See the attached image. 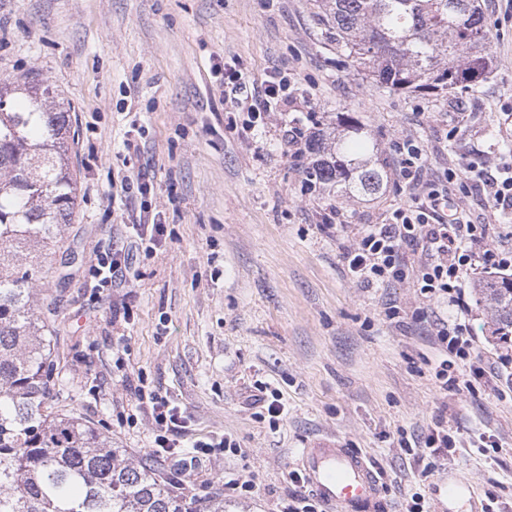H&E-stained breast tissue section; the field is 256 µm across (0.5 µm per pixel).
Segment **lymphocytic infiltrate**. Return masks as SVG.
<instances>
[{
    "instance_id": "f902f5d3",
    "label": "lymphocytic infiltrate",
    "mask_w": 512,
    "mask_h": 512,
    "mask_svg": "<svg viewBox=\"0 0 512 512\" xmlns=\"http://www.w3.org/2000/svg\"><path fill=\"white\" fill-rule=\"evenodd\" d=\"M286 74L273 72L261 86H250L236 70L224 74V98L237 111L247 113L248 129L255 121L282 103V92L288 86ZM398 175L414 197L413 205L394 209L381 224H362L350 228L341 211L333 218L341 232L353 235L344 246L341 260L350 276L369 286H387L411 282L422 302L446 305L458 313L457 319H436L434 345L440 359L434 377L440 390L456 394L471 389L473 380L496 377L512 366V354L501 353L483 358L475 352V338L460 314L471 312L472 300L464 285L473 271L500 275L512 270V248L496 244L486 224L467 220L463 213L450 210L448 194L455 185L480 192L490 209H512V164L499 165L496 172L466 167L464 174L446 170L443 178L426 176V151L412 139L396 143ZM467 364L470 376L462 380L449 375L450 360ZM140 407L152 416L157 431L152 453L158 459H173L182 466L184 476L206 455L236 452L238 444L231 435L195 441L191 451L181 448L184 421L166 396L153 390L138 389ZM459 438L444 422H437L427 434L414 438L413 445L428 450L431 460L424 474H431L438 461L448 460L456 451Z\"/></svg>"
}]
</instances>
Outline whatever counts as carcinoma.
<instances>
[{
  "label": "carcinoma",
  "instance_id": "obj_1",
  "mask_svg": "<svg viewBox=\"0 0 512 512\" xmlns=\"http://www.w3.org/2000/svg\"><path fill=\"white\" fill-rule=\"evenodd\" d=\"M336 52L394 92L455 89L492 66L479 0H315ZM0 512H192L145 463L74 417L48 413L50 348L37 313L36 277L71 223L69 112L28 76L0 81ZM326 147L310 139L306 174L338 193L387 185L364 128L347 118ZM501 338L512 336V277L476 284Z\"/></svg>",
  "mask_w": 512,
  "mask_h": 512
}]
</instances>
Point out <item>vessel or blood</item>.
I'll use <instances>...</instances> for the list:
<instances>
[{
	"mask_svg": "<svg viewBox=\"0 0 512 512\" xmlns=\"http://www.w3.org/2000/svg\"><path fill=\"white\" fill-rule=\"evenodd\" d=\"M299 465L309 493L330 512H377L384 486L362 453L321 443L302 449Z\"/></svg>",
	"mask_w": 512,
	"mask_h": 512,
	"instance_id": "obj_1",
	"label": "vessel or blood"
}]
</instances>
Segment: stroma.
Returning a JSON list of instances; mask_svg holds the SVG:
<instances>
[{"label": "stroma", "mask_w": 512, "mask_h": 512, "mask_svg": "<svg viewBox=\"0 0 512 512\" xmlns=\"http://www.w3.org/2000/svg\"><path fill=\"white\" fill-rule=\"evenodd\" d=\"M481 5L490 73L422 96L359 74L316 25L314 0H0V78L44 81L75 131L73 222L36 287L53 354L49 411L152 461L154 426L136 400L146 382L186 416L184 444L236 439L238 453L202 458L188 485L201 502L223 498L224 512H279L297 453L321 441L370 458L386 490L382 512L415 492L436 512L435 487L455 477L476 491L459 512H512V376L496 392L478 383L444 394L431 375V333L445 307L423 313L406 282H356L340 258L346 237L321 229L335 209L349 223L378 224L408 203L393 150L402 139L424 145L431 179L512 160V9ZM220 63L256 86L288 72L285 112L253 134L230 126ZM306 112L329 132L347 117L364 127L388 174L382 193L307 189L306 162L282 139ZM448 126L458 135L446 137ZM129 140L139 152L126 150ZM141 173L153 182L143 206L122 189ZM144 211L165 222V245L137 256L125 283L95 287L96 255L130 246ZM389 302L406 308L403 325L385 321ZM262 385L282 397L277 424L254 401ZM440 418L490 437L499 452L460 448L421 478L425 459L397 439ZM232 479L252 481L254 493L241 495Z\"/></svg>", "instance_id": "obj_1"}]
</instances>
